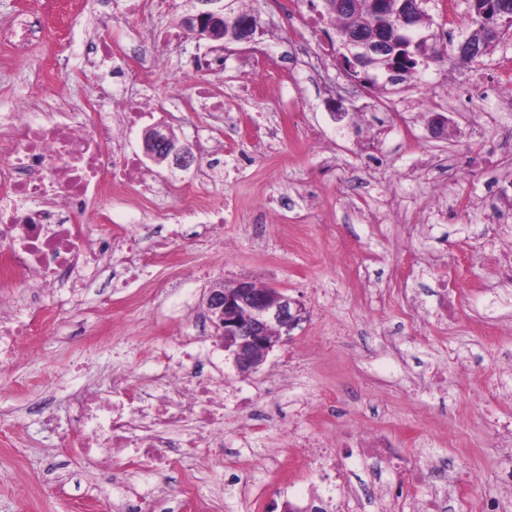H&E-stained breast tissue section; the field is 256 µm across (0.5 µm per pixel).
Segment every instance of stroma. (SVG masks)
<instances>
[{"mask_svg": "<svg viewBox=\"0 0 512 512\" xmlns=\"http://www.w3.org/2000/svg\"><path fill=\"white\" fill-rule=\"evenodd\" d=\"M462 24L447 30L441 0L426 11L436 42L446 44V65L430 67L426 83L456 85L461 76L483 83L468 92L471 111L448 119V135L432 137L433 112L404 83L336 97L335 61L316 81L288 72V100L250 96L243 87L238 53L224 63V109L188 113L175 135L188 145L198 139L220 144L213 160L217 184L211 194L224 202V222L213 237L199 224H182V202L170 182L190 183L193 171L170 173L163 165L146 196L124 194L112 206L126 221V235L141 251L156 240L170 257L142 265L128 288L112 285L102 269L81 296L69 286L46 289L54 311L27 354L0 365V423L20 424L12 446L0 444V512H75L96 488H111L122 460L100 463L73 455L75 430L49 426L26 414L28 405L70 389L76 375L108 390L115 377L135 380L155 361L158 348L182 333L202 337L217 354L225 383L258 385L265 396L249 423L259 430L252 464L239 471L214 462L186 463L170 473L172 487L197 478L200 493L223 500L222 512H243L240 491H249L258 512L283 506L279 473L292 467L306 512L315 502L305 491L315 475L297 466L306 448L336 451L331 474L344 499L383 494L392 512H416L435 484L451 480L460 499L501 497L512 512V491L501 480L512 464V374L501 358L512 352V222L486 224L484 212L512 208V105L497 88L498 66L512 59V30L480 61L461 63L457 46L468 34V0H455ZM261 22L259 36L276 51L289 44L308 50L326 34L295 29L281 39L269 0H250ZM206 41L187 35L175 51L161 50L153 85L159 96L178 79ZM41 56L25 65L0 64V111H23V89L37 76ZM328 132L327 149L313 147L308 129ZM387 172L396 184L393 208H384ZM467 192L480 207L448 214L427 208ZM159 210L167 223L148 235L144 213ZM241 278L274 286L305 304L309 319L276 347L260 369L239 372L221 347L206 314V293L217 282ZM457 289L460 315L441 324L446 284ZM390 440L400 459L363 454L351 438L354 427ZM426 479L413 486L412 474Z\"/></svg>", "mask_w": 512, "mask_h": 512, "instance_id": "35a3bbf8", "label": "stroma"}]
</instances>
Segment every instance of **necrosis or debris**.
Listing matches in <instances>:
<instances>
[{
	"mask_svg": "<svg viewBox=\"0 0 512 512\" xmlns=\"http://www.w3.org/2000/svg\"><path fill=\"white\" fill-rule=\"evenodd\" d=\"M55 20L32 11L19 13L0 28V49L10 63L30 59L44 43L56 44L55 59L46 63L24 93V112L0 113V364L13 363L36 329V320H51L38 300L21 286L38 288L67 280L79 288L88 268L109 259L116 279L146 254L125 246L112 225L111 213L99 203L112 193L143 191L150 176L136 152L113 155V140L133 130L153 112L151 103L133 94L115 96L118 85L148 81V60L159 48L180 40L176 30L154 31L149 44L126 54L106 36L86 46L96 94L74 105L65 92L71 81L63 59L67 30L80 26V0H55ZM118 67L101 70V60ZM224 71V56L198 55L184 71L181 85L165 94L170 116L203 107L224 109L215 100V79ZM199 342L190 349L161 348L163 369L138 383H118L111 398L91 399L85 387L69 393L67 402L79 430L80 451L104 458L114 448L128 449L127 471L150 477L199 459L202 449L224 446V398L209 380L191 376L190 364L205 356Z\"/></svg>",
	"mask_w": 512,
	"mask_h": 512,
	"instance_id": "necrosis-or-debris-1",
	"label": "necrosis or debris"
}]
</instances>
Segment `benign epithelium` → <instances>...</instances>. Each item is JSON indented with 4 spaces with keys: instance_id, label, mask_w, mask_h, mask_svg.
<instances>
[{
    "instance_id": "7a95c632",
    "label": "benign epithelium",
    "mask_w": 512,
    "mask_h": 512,
    "mask_svg": "<svg viewBox=\"0 0 512 512\" xmlns=\"http://www.w3.org/2000/svg\"><path fill=\"white\" fill-rule=\"evenodd\" d=\"M207 8L187 14L183 26L199 39H208L223 51L233 42L256 45L257 24L249 17L225 12L223 0H199ZM425 0H404L399 20L417 35V42L432 38L422 34L415 23L424 11ZM350 61L344 78L356 87H362L352 71L373 66L385 53L383 41L374 35L355 32L347 40ZM143 153L152 162H163L174 170H187L195 162V154L188 146H181L167 127L152 125L143 135ZM207 316L224 350L232 356L237 370L247 373L257 370L275 347L291 339L293 331L307 321L309 311L300 301L284 290L272 286L258 287L242 279L233 285L218 284L206 296Z\"/></svg>"
}]
</instances>
